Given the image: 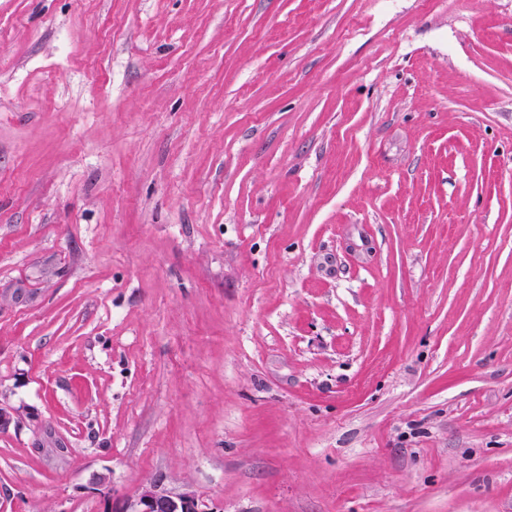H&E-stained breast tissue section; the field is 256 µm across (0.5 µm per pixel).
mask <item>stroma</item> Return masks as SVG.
<instances>
[{"instance_id": "stroma-1", "label": "stroma", "mask_w": 512, "mask_h": 512, "mask_svg": "<svg viewBox=\"0 0 512 512\" xmlns=\"http://www.w3.org/2000/svg\"><path fill=\"white\" fill-rule=\"evenodd\" d=\"M0 512H512V0H0ZM118 512H201L193 492L185 490L172 494L155 484L144 485L133 504L123 506Z\"/></svg>"}]
</instances>
